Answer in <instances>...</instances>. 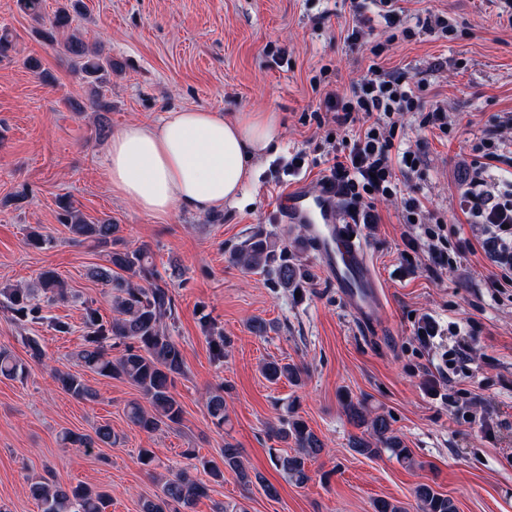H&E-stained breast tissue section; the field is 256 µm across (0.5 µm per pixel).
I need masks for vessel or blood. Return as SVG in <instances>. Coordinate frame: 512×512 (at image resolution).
<instances>
[{"label":"vessel or blood","mask_w":512,"mask_h":512,"mask_svg":"<svg viewBox=\"0 0 512 512\" xmlns=\"http://www.w3.org/2000/svg\"><path fill=\"white\" fill-rule=\"evenodd\" d=\"M280 206L286 222L306 225L327 276L362 323L373 326L382 320L385 307L367 249L344 218L335 189L322 186L313 191L298 184L281 198Z\"/></svg>","instance_id":"obj_1"}]
</instances>
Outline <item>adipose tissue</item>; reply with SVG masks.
Wrapping results in <instances>:
<instances>
[{
    "mask_svg": "<svg viewBox=\"0 0 512 512\" xmlns=\"http://www.w3.org/2000/svg\"><path fill=\"white\" fill-rule=\"evenodd\" d=\"M279 131L274 112L227 116L182 110L158 122L126 124L113 133L106 151L112 192L154 215L236 204Z\"/></svg>",
    "mask_w": 512,
    "mask_h": 512,
    "instance_id": "1",
    "label": "adipose tissue"
}]
</instances>
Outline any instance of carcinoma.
<instances>
[{
	"label": "carcinoma",
	"instance_id": "carcinoma-1",
	"mask_svg": "<svg viewBox=\"0 0 512 512\" xmlns=\"http://www.w3.org/2000/svg\"><path fill=\"white\" fill-rule=\"evenodd\" d=\"M18 5L32 20H43L45 0H18ZM76 12V3L59 8L46 39L57 45L72 70L90 87L89 108L108 112L112 103L106 100L102 88L107 76L112 74V58L75 34L62 41L56 38L71 28ZM59 209L58 220L66 226L74 242L90 243L104 251L107 265L94 268L91 275L112 291V319L103 320L95 309L87 311L85 343L75 353L76 360L90 373L127 381L139 390L149 407L137 400L128 402L125 414L131 425L153 433L181 424L183 409L175 388L177 380L185 374V361L180 344L170 333V326L178 317L176 296L156 268L152 250L145 244L137 247L121 244L118 225L109 219L90 221L70 201L60 202ZM229 260L244 270L263 272L275 288H298L306 277L288 246H277L270 235L262 231L231 250ZM37 287L50 301L67 296L65 281L53 270L39 274ZM0 295L4 296L0 306L16 319L44 320L41 308L31 303V289L3 288ZM23 371V364L8 350L0 348V377L15 379ZM262 373L272 384L283 379L296 386L302 382V371L293 364L270 361L262 366ZM54 380L62 391L74 398L94 397L83 376L77 373L57 372ZM343 406L350 423L361 430V435L351 440L354 452L364 456L388 452L401 463H414L410 449L393 432L387 415L373 412L347 395ZM206 408L212 424L219 430L224 429V390L208 393ZM269 435L293 443L294 453L275 457L274 465L295 485H306L310 480L307 462L324 451L322 440L295 412L280 419L278 426L269 428ZM119 440L120 435L108 424L96 426L91 433L68 430L62 437L64 444L84 448L89 453ZM187 456L196 460L216 481L224 479V471L229 470L247 485L257 480L268 497H278L273 484L260 474L252 475L245 470L239 449L229 442L224 443L219 462L200 457L193 450L188 451ZM29 492L41 505L42 512H107L111 502L108 492L81 484L66 488L44 480L31 484ZM206 493V486L186 471L178 470L161 483L154 497L141 502V512H192ZM414 495L416 512H457L454 501L429 484H419Z\"/></svg>",
	"mask_w": 512,
	"mask_h": 512
}]
</instances>
